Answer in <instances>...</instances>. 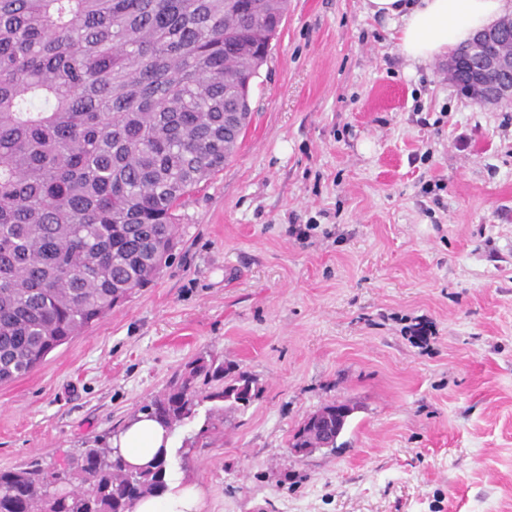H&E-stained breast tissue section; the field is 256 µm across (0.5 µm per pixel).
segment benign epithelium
<instances>
[{
  "label": "benign epithelium",
  "instance_id": "7a95c632",
  "mask_svg": "<svg viewBox=\"0 0 512 512\" xmlns=\"http://www.w3.org/2000/svg\"><path fill=\"white\" fill-rule=\"evenodd\" d=\"M448 81L477 104L512 103V15L478 31L448 58Z\"/></svg>",
  "mask_w": 512,
  "mask_h": 512
}]
</instances>
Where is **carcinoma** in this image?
Listing matches in <instances>:
<instances>
[{
    "mask_svg": "<svg viewBox=\"0 0 512 512\" xmlns=\"http://www.w3.org/2000/svg\"><path fill=\"white\" fill-rule=\"evenodd\" d=\"M288 0H0V383L39 366L136 290L176 245L181 199L224 170ZM260 388L188 362L139 412L172 431ZM335 405L337 447L349 416ZM167 458L132 468L95 439L67 466L0 470V512H133Z\"/></svg>",
    "mask_w": 512,
    "mask_h": 512,
    "instance_id": "carcinoma-1",
    "label": "carcinoma"
}]
</instances>
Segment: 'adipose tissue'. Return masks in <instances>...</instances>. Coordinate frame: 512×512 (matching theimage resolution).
<instances>
[{
  "instance_id": "obj_1",
  "label": "adipose tissue",
  "mask_w": 512,
  "mask_h": 512,
  "mask_svg": "<svg viewBox=\"0 0 512 512\" xmlns=\"http://www.w3.org/2000/svg\"><path fill=\"white\" fill-rule=\"evenodd\" d=\"M363 6L366 15L388 22L412 69L448 55L477 31L512 13V0H363ZM114 443L136 467L171 450L168 432L143 414ZM199 502L193 486L172 483L163 495L141 500L135 512H200Z\"/></svg>"
}]
</instances>
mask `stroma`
I'll return each instance as SVG.
<instances>
[{"label": "stroma", "mask_w": 512, "mask_h": 512, "mask_svg": "<svg viewBox=\"0 0 512 512\" xmlns=\"http://www.w3.org/2000/svg\"><path fill=\"white\" fill-rule=\"evenodd\" d=\"M446 64L408 72L362 0H288L172 259L0 384V470L65 466L202 356L261 394L172 431L167 477L200 512H512V104L473 103ZM339 400L336 449L293 454ZM347 405L348 404L345 402L337 401L336 406L334 404H328V405L322 407L321 409H319L318 411L309 415L303 421L302 425L297 429V431L294 433V435L292 436V440H291V444H290L291 451L293 453H295L296 455L303 456V455L307 454L312 449V448H297L296 447V441L298 439H302V438H305L304 442H306V443H313L314 441L320 440L321 442H323L327 445L326 448H336L337 440L340 437V435L342 434V432L344 431V429L348 423L349 417L352 415V413H351V414L341 417V413H344L346 411L343 407H345ZM335 408H336V413L332 412L335 410ZM315 415H321V416L327 415L329 417L330 434H329L326 442H324L321 439L320 431H317V433H314V431L307 428V424H308L310 427H319V428L323 429V427L328 419L327 418L324 419L319 416L312 418ZM339 417H341V418H339ZM337 418H339V420H337V422H336Z\"/></svg>", "instance_id": "stroma-1"}]
</instances>
